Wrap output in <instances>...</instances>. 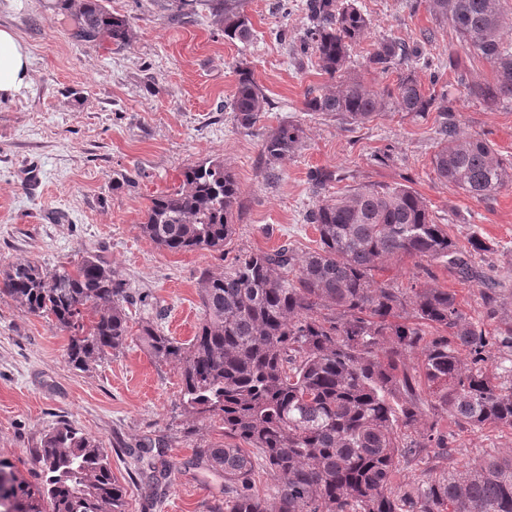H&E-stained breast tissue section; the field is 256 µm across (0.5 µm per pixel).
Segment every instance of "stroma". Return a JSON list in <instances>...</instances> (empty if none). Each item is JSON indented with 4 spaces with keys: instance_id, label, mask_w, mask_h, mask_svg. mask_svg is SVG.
<instances>
[{
    "instance_id": "1",
    "label": "stroma",
    "mask_w": 512,
    "mask_h": 512,
    "mask_svg": "<svg viewBox=\"0 0 512 512\" xmlns=\"http://www.w3.org/2000/svg\"><path fill=\"white\" fill-rule=\"evenodd\" d=\"M169 0H110L132 17L135 36L121 49L75 43L72 22L53 0H0V24L27 45L31 84L0 98V270L19 260L54 267L98 253L127 281L133 323L153 321L168 336L191 340L201 322L196 277L223 271L236 255L288 243L314 251L319 235L305 214L318 197L312 171H335L325 192L359 184H407L427 202L437 223L459 244L473 235L494 243L482 268L512 289V189L476 200L442 183L431 158L442 119L386 112L351 124L303 110L308 90L325 85L301 43L309 22L306 0H240L254 29L250 45L225 39L205 0L191 18L172 20ZM370 25L354 49L351 76L382 87L395 72L366 67L373 45L395 38L415 47L405 69L422 85L439 73L460 127L488 139L512 162V106L487 110L464 85L491 75L469 58L448 25L424 0H358ZM246 62L270 100L252 129L230 109L238 62ZM284 121L300 124V148L267 176L262 139ZM217 159L242 190L234 233L223 251L174 253L140 231L151 198L178 187L183 169ZM68 334L0 294V460L39 483L33 450L60 420L70 421L107 451L126 490L127 512H209L224 498V476L198 461V449L223 442L217 423H191L179 405L180 371L137 344L74 369ZM167 463L162 489L141 481L140 446ZM458 461L491 451L512 453V431L475 430L458 442Z\"/></svg>"
}]
</instances>
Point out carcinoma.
Listing matches in <instances>:
<instances>
[{"label": "carcinoma", "mask_w": 512, "mask_h": 512, "mask_svg": "<svg viewBox=\"0 0 512 512\" xmlns=\"http://www.w3.org/2000/svg\"><path fill=\"white\" fill-rule=\"evenodd\" d=\"M107 0H55L74 23L80 44L117 47L134 38L133 24ZM224 36L247 43L249 19L235 0H209ZM471 54L493 75L465 86L466 96L495 110L512 103V40L503 32L501 0H426ZM303 50L330 85L309 94L306 112L363 123L391 109L443 119L432 158L444 184L478 200L512 188V163L484 137L461 131L444 98L426 93L415 73L375 88L348 73L351 53L369 20L353 0H307ZM410 51L386 39L366 54L369 68L388 72ZM231 108L238 125L253 128L269 100L244 63ZM303 129L282 123L262 140L269 173L301 143ZM241 190L220 160L191 164L178 187L150 198L144 236L170 252L222 251L231 239ZM305 222L319 248L304 256L289 245L248 252L224 271L197 278L203 317L192 340L179 342L150 321L132 333L128 284L101 255L87 252L48 268L24 260L0 270V294L69 333L66 356L89 362L137 342L176 365L180 401L194 422L219 419L227 442L198 449L197 459L224 472V505L211 512H512V454H487L470 465L428 469L426 481L395 483L400 462L441 448L453 461L461 434L485 428L512 431V300L497 284L480 293L472 317L456 291L425 281L407 288L375 280L389 261L436 263L458 281L481 276L476 258L495 251L473 236L459 242L434 221L426 201L405 184H362L318 201ZM496 322L486 330L484 320ZM421 354L411 367L407 357ZM259 451L274 481L256 490ZM41 483L0 461L14 512H126V491L95 439L61 421L35 450Z\"/></svg>", "instance_id": "cac0c4a2"}]
</instances>
